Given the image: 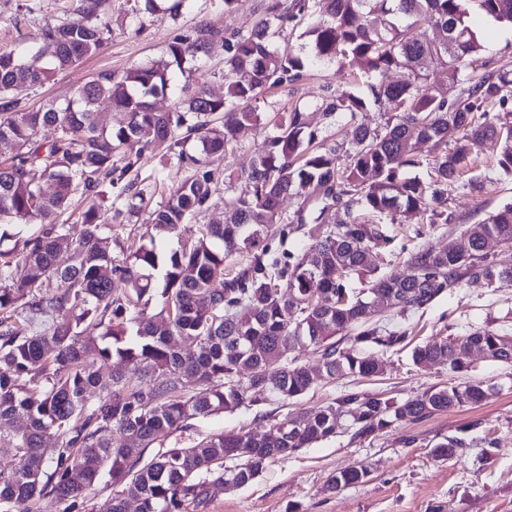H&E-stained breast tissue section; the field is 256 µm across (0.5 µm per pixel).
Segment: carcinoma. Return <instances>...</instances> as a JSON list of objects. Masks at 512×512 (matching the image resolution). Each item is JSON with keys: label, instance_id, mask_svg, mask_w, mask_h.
I'll use <instances>...</instances> for the list:
<instances>
[{"label": "carcinoma", "instance_id": "obj_1", "mask_svg": "<svg viewBox=\"0 0 512 512\" xmlns=\"http://www.w3.org/2000/svg\"><path fill=\"white\" fill-rule=\"evenodd\" d=\"M468 1L512 23V0H274L265 18L224 39L226 94L213 95L203 82L165 112L152 98L172 90V69L182 72L207 54L217 31L205 27L192 41L172 42L161 65L103 71L66 102L39 108L23 105L24 91L108 40L104 0H80L83 25H45L34 63L0 51V144L8 145L0 155V444L15 451V463L0 466V512H40L50 496L73 512L99 483L122 487L110 512H129L132 500L138 512H195L209 486H244L271 459L335 436L342 422L363 440L487 398L491 387L477 380L405 401L354 388L260 436L220 432L143 462L156 440L196 417L272 397L294 400L325 379L384 375L372 351L405 347L406 333L379 324L380 312L424 310L466 279L512 283V267H498L485 251L491 238L512 246V204L467 225L465 251L418 246L404 276L375 262L394 249L387 224L451 220L448 184L479 145L499 142L497 169L512 173V125L502 122L512 114V69L505 63L472 75L481 43ZM300 16L309 17L311 60L350 77L321 93L323 125L345 123L346 142L318 138L311 112L295 108L263 124L250 106L264 89L302 77L301 56L271 49L283 22ZM421 60L445 70L447 88L428 82L416 68ZM391 69L407 76L386 84L381 76ZM102 101L124 114L123 125L112 127V113L98 109ZM371 107L384 113L383 123H356ZM248 127L266 129L265 150L224 223L202 225L179 252L159 249L157 241L205 210L215 180L207 157L234 147ZM191 139L195 154L183 149ZM415 140L433 145L428 182L403 175L424 165ZM148 148L176 159L186 175L148 211V242L133 250L114 233L122 210L110 202L117 187L133 199L129 212L148 205L133 160ZM297 186L307 195L285 218L279 200ZM78 196L90 204L71 221L65 214ZM312 203L319 215L310 222ZM330 210L344 219L326 227ZM33 223L39 229L25 233ZM295 235L309 246L288 247ZM239 243L247 260L228 276L227 251ZM353 275L366 277L367 289L349 287ZM376 293L382 300L374 309ZM468 339L487 358L512 364V336L477 329ZM308 346L321 353L318 376L298 363ZM412 361L469 368L447 340L415 348ZM18 418L23 432L5 433ZM364 472L342 470L331 487L357 484Z\"/></svg>", "mask_w": 512, "mask_h": 512}]
</instances>
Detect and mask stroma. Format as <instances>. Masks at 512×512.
I'll list each match as a JSON object with an SVG mask.
<instances>
[{
  "mask_svg": "<svg viewBox=\"0 0 512 512\" xmlns=\"http://www.w3.org/2000/svg\"><path fill=\"white\" fill-rule=\"evenodd\" d=\"M270 2L236 0L228 12L224 0H193L191 6L175 12L171 9L173 0H160L154 11L145 0H106L105 9L112 16L111 38L95 55L29 90L24 102L29 107L62 103L98 72H120L167 59L173 41L194 38L204 26L218 30V37L211 42L199 69L176 73L175 78L184 94H191L203 81L214 95H223L220 75L224 70L225 34L251 27ZM78 6V0H0V49L33 60L42 26L83 23ZM471 20L482 44L478 64L491 68L512 61V25L476 13ZM340 81L335 66H316L306 70L301 80L260 95L252 106L265 120L298 107L314 112L321 104V85ZM263 149V132L248 128L240 133L233 149L208 157L207 166L220 181L204 212L163 240L165 251L179 250L193 241L201 225L223 222L229 199L244 188V175ZM496 150L495 144L485 143L473 158L470 173L482 178L483 188L471 191L458 183L449 184L451 223L431 224L415 217L395 225L397 246L380 258L382 271L407 274L410 250L420 245L438 250L448 242L460 241L461 225L481 223L491 212L512 203V176L495 170ZM137 167L155 204L164 201L169 188L183 176L173 160L148 149L142 152ZM228 169L236 175L229 184L222 180ZM381 322L408 336L406 348L375 351V358L387 368L384 376L370 380L350 376L322 382L297 400L196 418L188 429L173 432L147 449L146 457L222 431L265 433L303 410L333 402L350 387L403 401L431 388L481 380L491 387L481 404L454 407L413 423H398L363 441L353 440L347 432L336 434L271 460L247 485L234 489L211 487L203 512H512V366L478 353L472 354L470 368L464 373L440 363L417 366L411 360L412 347L431 340L457 339L476 329L512 334V284L491 288L481 280L469 281L455 293L436 299L426 310L403 316L388 312ZM450 437L465 440L464 452L456 457H435L434 446ZM351 466L366 467L367 478L339 491L329 490L330 477Z\"/></svg>",
  "mask_w": 512,
  "mask_h": 512,
  "instance_id": "35a3bbf8",
  "label": "stroma"
}]
</instances>
